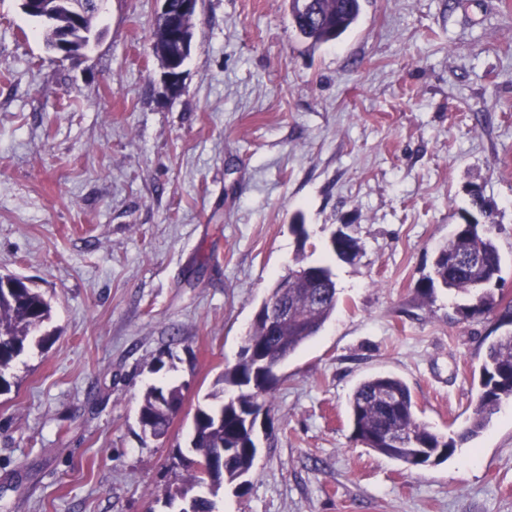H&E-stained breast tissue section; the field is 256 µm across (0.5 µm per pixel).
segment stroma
Instances as JSON below:
<instances>
[{"label":"stroma","mask_w":512,"mask_h":512,"mask_svg":"<svg viewBox=\"0 0 512 512\" xmlns=\"http://www.w3.org/2000/svg\"><path fill=\"white\" fill-rule=\"evenodd\" d=\"M157 11L107 0L70 64L0 0V275L52 306L0 392V512H174L195 409L299 258L331 267L339 304L279 369L247 484L217 512H512V401L416 469L355 442L348 416L377 373L445 437L472 412L495 318L420 286L476 188L512 299V0H362L316 48L288 0H200L175 97ZM342 224L351 263L329 249ZM170 382L169 438L142 439V395Z\"/></svg>","instance_id":"35a3bbf8"}]
</instances>
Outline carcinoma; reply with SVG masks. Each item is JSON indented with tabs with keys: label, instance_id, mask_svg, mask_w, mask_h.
Returning a JSON list of instances; mask_svg holds the SVG:
<instances>
[{
	"label": "carcinoma",
	"instance_id": "carcinoma-1",
	"mask_svg": "<svg viewBox=\"0 0 512 512\" xmlns=\"http://www.w3.org/2000/svg\"><path fill=\"white\" fill-rule=\"evenodd\" d=\"M69 4L70 0H56L55 22L43 27L46 45L53 44L63 29L75 42L85 40L83 34L69 28ZM360 11V0H289L292 27L313 47L338 41L356 25ZM472 205L475 212L461 215L462 223L438 252L428 288L439 285L469 294L472 303L458 308L466 320L499 312V325L512 326V303L503 305L504 297L490 289L502 280L498 247L480 224V218L488 219L491 213L477 194ZM313 267L330 272L326 265L316 264L288 273L292 285L288 289V324L274 336L265 324H254L237 362L224 367L207 402L199 405L197 426L193 427L195 439L187 452L180 453L187 474L181 492L186 494L208 481L231 484L250 472L257 444L245 415L270 414L276 386L260 362L264 350L280 346L294 353L319 333L339 303L336 282L312 274ZM50 311L37 289L0 281V390L9 387L4 369L24 350L29 334L50 317ZM182 399L180 386H151L143 395L140 411L153 421L161 436L168 426L165 410L178 408ZM508 400H512V332L497 337L487 347L479 368L477 403L458 438L448 440L419 421L409 386L389 374L368 377L356 386L349 400V417L355 441L408 468L423 467L446 460L457 447L481 433L489 416ZM219 448L228 452L224 470L202 469L204 461Z\"/></svg>",
	"mask_w": 512,
	"mask_h": 512
}]
</instances>
